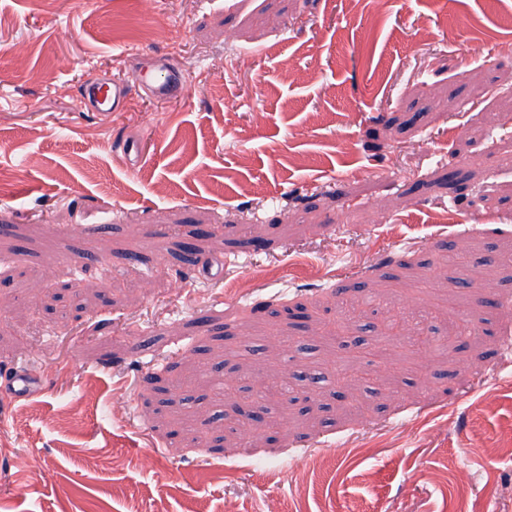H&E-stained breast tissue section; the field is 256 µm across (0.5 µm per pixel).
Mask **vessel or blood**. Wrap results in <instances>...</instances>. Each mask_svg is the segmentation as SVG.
<instances>
[{"label": "vessel or blood", "mask_w": 512, "mask_h": 512, "mask_svg": "<svg viewBox=\"0 0 512 512\" xmlns=\"http://www.w3.org/2000/svg\"><path fill=\"white\" fill-rule=\"evenodd\" d=\"M136 88L155 99L168 100L184 96L188 85L182 72L161 62L155 73L136 76L131 83L99 77L86 82L81 93V104L90 112H116L126 105ZM37 383L34 375L17 370L0 387V394L20 399L34 391Z\"/></svg>", "instance_id": "vessel-or-blood-1"}]
</instances>
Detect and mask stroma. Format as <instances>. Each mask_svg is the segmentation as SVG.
<instances>
[{
  "label": "stroma",
  "mask_w": 512,
  "mask_h": 512,
  "mask_svg": "<svg viewBox=\"0 0 512 512\" xmlns=\"http://www.w3.org/2000/svg\"><path fill=\"white\" fill-rule=\"evenodd\" d=\"M159 57L191 70L183 97L81 108L86 79ZM480 125L493 146L460 162ZM511 188L512 0H0V368L42 377L0 408V512H512V453L486 448L512 435V264L463 290L416 266L464 240L477 278L512 246V209L479 200ZM342 286L380 322L476 314L467 369L443 348L425 383L398 352L378 397L331 380L275 442L236 438L268 369L380 373L322 337ZM299 304L300 326L269 316ZM274 334L317 349L243 355Z\"/></svg>",
  "instance_id": "35a3bbf8"
}]
</instances>
